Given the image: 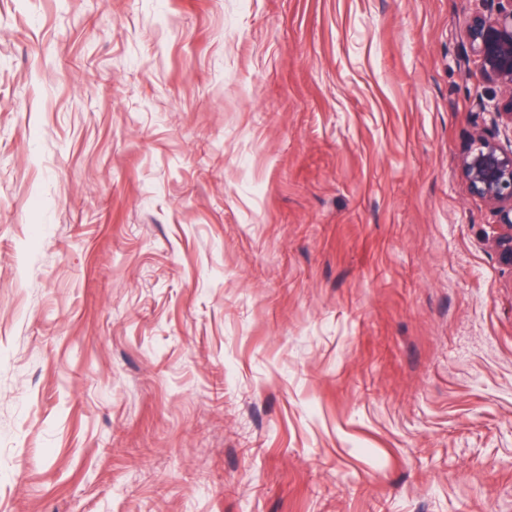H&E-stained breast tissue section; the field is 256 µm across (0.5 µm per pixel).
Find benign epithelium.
Wrapping results in <instances>:
<instances>
[{
	"instance_id": "1",
	"label": "benign epithelium",
	"mask_w": 512,
	"mask_h": 512,
	"mask_svg": "<svg viewBox=\"0 0 512 512\" xmlns=\"http://www.w3.org/2000/svg\"><path fill=\"white\" fill-rule=\"evenodd\" d=\"M483 10L464 22L470 52L480 62L479 82L499 92L480 94L476 106L493 115L491 127L479 129L460 157L461 177L471 192L491 206L499 232L492 246L499 262L512 268V0H482Z\"/></svg>"
}]
</instances>
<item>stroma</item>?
<instances>
[{
	"mask_svg": "<svg viewBox=\"0 0 512 512\" xmlns=\"http://www.w3.org/2000/svg\"><path fill=\"white\" fill-rule=\"evenodd\" d=\"M474 7L0 0V512H512Z\"/></svg>",
	"mask_w": 512,
	"mask_h": 512,
	"instance_id": "35a3bbf8",
	"label": "stroma"
}]
</instances>
